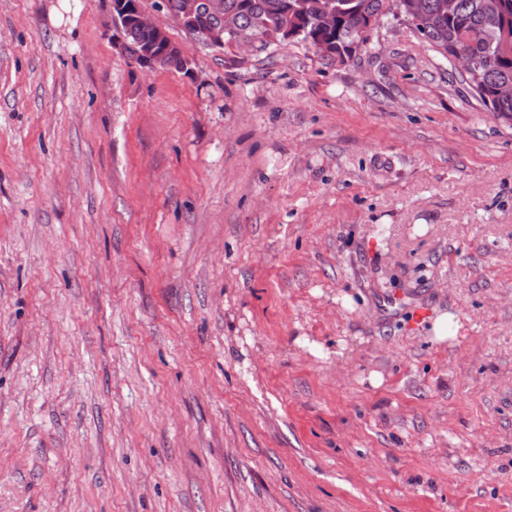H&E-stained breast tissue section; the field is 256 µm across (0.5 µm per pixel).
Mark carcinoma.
I'll return each mask as SVG.
<instances>
[{"label":"carcinoma","instance_id":"1","mask_svg":"<svg viewBox=\"0 0 512 512\" xmlns=\"http://www.w3.org/2000/svg\"><path fill=\"white\" fill-rule=\"evenodd\" d=\"M325 0H224V15L233 28L224 32V43L238 39L257 41L261 47L283 43L282 29L301 31L299 39L319 33L317 24ZM392 0H338L336 30L323 37L338 45L360 37L370 17L391 13ZM437 52L459 47L478 59L479 68L467 77L468 84L492 112L512 119V98L495 96L496 87L512 82V0H456L453 15L423 34ZM156 41L155 32L131 25L126 30V52L134 58Z\"/></svg>","mask_w":512,"mask_h":512}]
</instances>
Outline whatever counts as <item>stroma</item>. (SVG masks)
I'll list each match as a JSON object with an SVG mask.
<instances>
[{
    "instance_id": "obj_1",
    "label": "stroma",
    "mask_w": 512,
    "mask_h": 512,
    "mask_svg": "<svg viewBox=\"0 0 512 512\" xmlns=\"http://www.w3.org/2000/svg\"><path fill=\"white\" fill-rule=\"evenodd\" d=\"M157 2L0 0V512H512V120ZM128 0H113L112 1V44L118 47L121 51L127 52V54L141 67L149 70L161 68L166 63V56H162L155 51L154 47H150L142 51L140 55H136L148 44L154 45L156 41L155 32L158 35V40H169L168 49L170 53L180 52L183 56L180 46L171 41L168 37L167 32L154 24L148 18L144 11L141 0L132 2L133 9L130 5H127ZM138 25H130L125 33V27L129 19ZM142 28H140V27ZM147 28V29H143ZM153 29L155 32L152 30ZM126 34V37H125ZM127 42V45H126ZM126 48V50H125ZM136 57V58H135ZM184 57V56H183ZM185 68L182 70V58L180 56L171 57L168 59L166 68L184 71L185 73L190 72L191 62L185 58Z\"/></svg>"
}]
</instances>
